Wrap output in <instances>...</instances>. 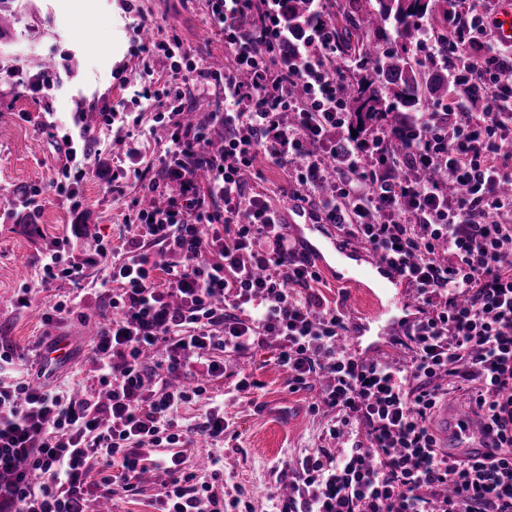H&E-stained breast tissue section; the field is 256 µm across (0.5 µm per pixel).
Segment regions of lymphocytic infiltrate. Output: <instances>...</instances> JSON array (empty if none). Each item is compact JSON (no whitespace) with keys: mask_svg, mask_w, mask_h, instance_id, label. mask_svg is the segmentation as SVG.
I'll use <instances>...</instances> for the list:
<instances>
[{"mask_svg":"<svg viewBox=\"0 0 512 512\" xmlns=\"http://www.w3.org/2000/svg\"><path fill=\"white\" fill-rule=\"evenodd\" d=\"M324 2L311 0L292 32L287 0H204L231 66H174L144 88L168 131L164 176L148 183L149 202H133L139 236L96 249L119 316L90 345L92 385L79 397L42 385L50 361L34 368L0 345V512H100L113 486L137 497L150 473L161 479L158 512H238L245 490L225 499L223 483L198 482L185 466L194 435L223 440V404L193 428L174 414L223 376L221 354L270 337L294 388L327 379L308 410L326 413L335 442L282 466L273 512H512V195L499 192L512 182V46L489 35L496 0H455L444 34L419 21L411 50L466 84L482 111L423 100L409 130L383 120L358 135L346 98L354 67L336 64ZM245 15L251 27L240 26ZM197 84L211 89V117L224 126L216 156L207 125L181 120ZM261 154L286 170L291 199L407 277L420 322L390 339L404 357L340 346L341 305L317 292L320 272L280 208L246 190ZM151 243L173 263L152 261ZM160 341L165 357L146 365ZM188 375L193 387L178 386ZM460 391L496 427L485 460L449 457L430 426Z\"/></svg>","mask_w":512,"mask_h":512,"instance_id":"1","label":"lymphocytic infiltrate"}]
</instances>
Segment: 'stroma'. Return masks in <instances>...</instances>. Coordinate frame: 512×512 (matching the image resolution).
Wrapping results in <instances>:
<instances>
[{
  "label": "stroma",
  "instance_id": "obj_1",
  "mask_svg": "<svg viewBox=\"0 0 512 512\" xmlns=\"http://www.w3.org/2000/svg\"><path fill=\"white\" fill-rule=\"evenodd\" d=\"M159 18L176 35L183 49L206 59L230 61L223 41L210 30L200 0H0V305L28 288L30 304L20 311L0 312V340L23 353L32 352L41 337L66 344L67 357L53 361L54 382L81 389L90 376L93 360L88 334L111 319L113 309L102 282L103 265L94 263L97 241L121 245L137 236L130 203L142 195L143 179H157L162 167L156 152V112L149 101L137 98L144 86L137 73L135 54L141 18ZM92 42H84L85 32ZM52 60V86L37 91L29 87L32 62ZM127 116L107 121L112 110ZM87 129L91 173L78 183L79 210H71L54 191L65 162L62 137L75 126ZM138 139L146 148L142 178L126 175L124 195L112 192L116 156L128 141ZM247 188L274 198L286 208L288 181L282 169L258 157ZM40 188L42 209L29 218L20 201L25 191ZM81 225L82 234L73 253L83 269L80 282L65 278L43 281L42 258L47 249ZM319 292L329 301H343L359 320L375 312L374 289L340 282L335 272H323ZM82 296L80 310L59 324H47L44 315L56 301ZM275 341L243 355L224 359V375L212 381L208 396L182 405L177 422L193 426L202 422L209 396L224 402V440L210 445L195 439L189 459L207 452L218 457L217 469L226 494L236 487L248 492L251 512H269L268 489L285 461L310 448L328 447L321 418L309 415L307 406L317 388L297 392L288 387V373L278 366ZM259 381L251 393L236 391L243 376ZM289 398L287 420L277 422L259 409L261 402Z\"/></svg>",
  "mask_w": 512,
  "mask_h": 512
}]
</instances>
